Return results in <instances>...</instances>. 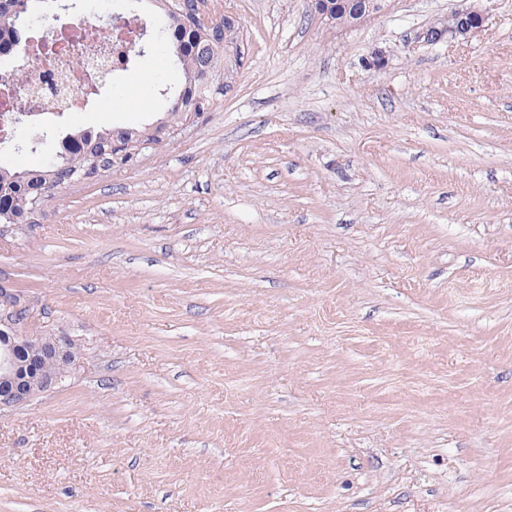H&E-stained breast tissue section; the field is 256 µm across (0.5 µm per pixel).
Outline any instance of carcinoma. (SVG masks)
Wrapping results in <instances>:
<instances>
[{"label": "carcinoma", "mask_w": 512, "mask_h": 512, "mask_svg": "<svg viewBox=\"0 0 512 512\" xmlns=\"http://www.w3.org/2000/svg\"><path fill=\"white\" fill-rule=\"evenodd\" d=\"M44 0H0V49L19 45L24 36V21ZM148 3L163 15L154 34L155 48L180 66L184 81L170 98L166 118L135 128H74L62 138L64 147L42 165L16 169L0 164V237L6 229L36 223L38 188L50 187L59 193L71 181L91 175L89 167L98 160L107 167L121 168L131 153L142 155L163 140L166 133L191 115L210 111L222 92L231 90L248 58L241 30L223 33L207 29L191 16L174 11L173 0H137ZM219 73L224 83L210 85L205 79ZM21 121L12 126L10 147L37 153L38 145L25 140L19 131Z\"/></svg>", "instance_id": "cac0c4a2"}]
</instances>
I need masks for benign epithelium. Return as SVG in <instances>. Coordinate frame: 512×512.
<instances>
[{
    "label": "benign epithelium",
    "mask_w": 512,
    "mask_h": 512,
    "mask_svg": "<svg viewBox=\"0 0 512 512\" xmlns=\"http://www.w3.org/2000/svg\"><path fill=\"white\" fill-rule=\"evenodd\" d=\"M185 12L200 25L214 28L233 23L235 18L214 9L213 0H178ZM451 24L432 22L420 29L414 38L418 46L438 47L451 41H467L481 33L488 12L481 0L452 13ZM390 53L373 47L359 59L367 70H383L389 66ZM33 305L12 285L0 281V409H13L28 403L35 395L60 386L69 376L75 359L73 340L64 333L48 336L31 335ZM30 348V357L21 364L17 348Z\"/></svg>",
    "instance_id": "7a95c632"
}]
</instances>
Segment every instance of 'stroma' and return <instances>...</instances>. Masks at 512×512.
Instances as JSON below:
<instances>
[{"instance_id":"obj_1","label":"stroma","mask_w":512,"mask_h":512,"mask_svg":"<svg viewBox=\"0 0 512 512\" xmlns=\"http://www.w3.org/2000/svg\"><path fill=\"white\" fill-rule=\"evenodd\" d=\"M223 4L250 59L214 108L0 238L33 334L77 345L0 411V512H512V0L434 48L462 0L341 33ZM181 82L147 46L53 126L156 121ZM468 6L454 11L451 24L432 22L420 29L414 38L417 46L438 47L451 41H468L481 33L488 21V12L483 0H469ZM478 2V3H477Z\"/></svg>"}]
</instances>
